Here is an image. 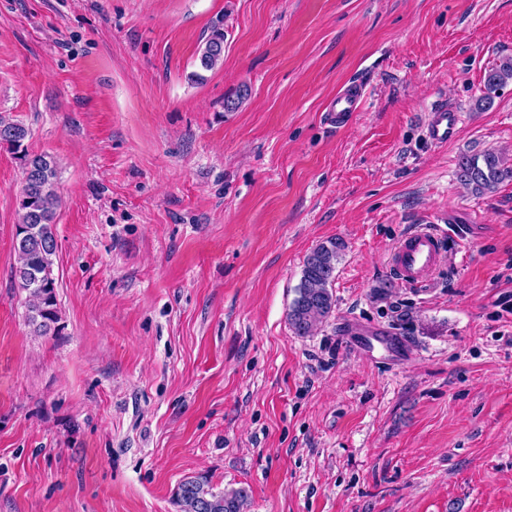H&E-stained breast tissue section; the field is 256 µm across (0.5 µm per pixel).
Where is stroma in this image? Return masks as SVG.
<instances>
[{
	"label": "stroma",
	"instance_id": "obj_1",
	"mask_svg": "<svg viewBox=\"0 0 512 512\" xmlns=\"http://www.w3.org/2000/svg\"><path fill=\"white\" fill-rule=\"evenodd\" d=\"M219 22L224 63L192 79ZM510 55L512 0H0V117L60 197L37 336L0 148V512H178L192 475L247 512H512V182L456 179L512 160V84L474 109ZM423 225L446 256L408 287L390 254ZM334 238V312L297 336ZM363 96L361 84H352L339 93L330 103L328 112L336 124L342 123L352 112H355ZM460 114L448 104H437L431 109L426 123V136L435 144H446L457 133ZM457 178L476 195L492 192L499 184L512 182V164L494 152H484L481 156L465 155L459 160ZM343 248L339 239H331L308 255L297 295L288 310V324L297 336L312 335L331 317L335 309L331 284Z\"/></svg>",
	"mask_w": 512,
	"mask_h": 512
}]
</instances>
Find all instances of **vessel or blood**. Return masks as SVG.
I'll return each mask as SVG.
<instances>
[{"label":"vessel or blood","mask_w":512,"mask_h":512,"mask_svg":"<svg viewBox=\"0 0 512 512\" xmlns=\"http://www.w3.org/2000/svg\"><path fill=\"white\" fill-rule=\"evenodd\" d=\"M363 96L361 85L354 84L330 103V118L343 122L355 112ZM460 123L459 112L446 104L435 105L426 123V135L436 144L453 139ZM444 253V241L436 231L418 229L405 235L394 249L390 267L400 282L418 285L428 281L437 270Z\"/></svg>","instance_id":"b4317fda"}]
</instances>
